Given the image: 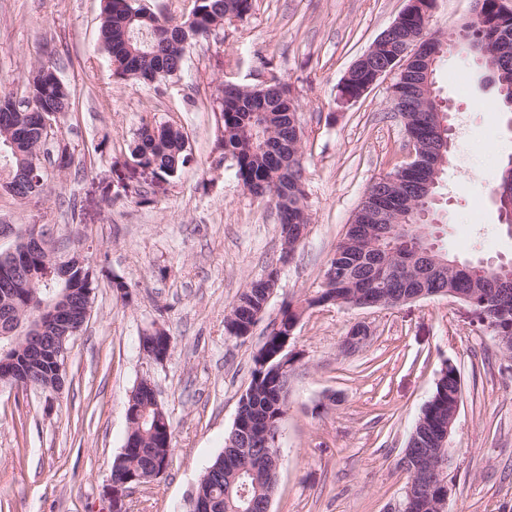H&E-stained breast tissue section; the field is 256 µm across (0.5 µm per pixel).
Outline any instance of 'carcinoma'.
I'll return each instance as SVG.
<instances>
[{
  "label": "carcinoma",
  "instance_id": "1",
  "mask_svg": "<svg viewBox=\"0 0 512 512\" xmlns=\"http://www.w3.org/2000/svg\"><path fill=\"white\" fill-rule=\"evenodd\" d=\"M144 10L140 0H103L100 44L110 59L114 76L154 83L176 77L188 47L198 39L227 22L244 20L252 10V0H193L191 11L179 21L165 14L149 20ZM505 38L512 42V14L503 13L498 0H483L482 17L459 31L456 44L459 51L477 57L485 75L494 78L501 103L512 110V53L493 55ZM42 68L40 64L30 71L22 98L10 92L0 94V119L9 117L8 122H0V140L10 136L16 144L9 160L0 162V189L21 201L41 193L44 172L38 171V181L30 180L26 186L14 183L20 160L40 150L35 140L19 134L18 126L43 112L60 114V124L64 125L72 108L70 88L46 87L40 76ZM288 93L290 88L279 81L262 88L235 84L228 91L219 88L212 106L217 164L231 160L243 190L274 201L283 259L295 250V229L309 223L298 146L303 139L298 120L300 104L295 98L282 100V95ZM406 107L413 123L411 132L420 145L421 163L405 170L398 185L382 181L373 185L381 196L399 195L424 180V161L435 150L426 121L437 112H448L434 88L421 101L407 99ZM188 146V136L181 127L143 122L135 133L130 154L138 164L153 168L160 180L169 181L191 161ZM432 245V227L418 213L410 215L396 209L383 215L374 211L362 222L349 224L328 262L330 266L349 267V280L322 288L315 297L296 305L286 303L279 320L268 329L259 353L253 356L250 382L239 399L237 414L253 424L254 434L265 432L288 407L291 374L281 371V338L292 333L305 309L318 304H347L354 290L373 295L391 307L422 287L432 292L450 288L473 301L482 330L492 337L512 338V288L499 287L496 273L501 266L460 262L454 269H439L422 283L416 279L417 272L435 267L441 260L450 261L441 250H431ZM72 260L67 240L31 259L34 280L28 287L16 289L10 303L0 305L10 308L14 320L21 324L16 333L0 335V349L8 347L18 354L27 353L29 320L45 314L68 288V280L60 272ZM276 276L277 270H271L266 280L256 281L237 296L224 316L227 335L243 336L262 320L268 280ZM13 382L34 389L55 383V375L49 367L21 370ZM457 387V368L447 364L410 434L408 446L413 451L432 447L436 433L448 423ZM128 401L137 414L128 420L124 448L113 460L112 473L120 479L134 478L129 484L132 488L153 481L156 464L170 461L173 430L156 425L155 402L145 384L133 388ZM245 446L252 449L256 444L246 445L238 437L227 436L224 451L201 478L196 493L212 503V512H256L254 504L274 490L278 470L272 459H265L251 473L239 471L235 459L238 449Z\"/></svg>",
  "mask_w": 512,
  "mask_h": 512
}]
</instances>
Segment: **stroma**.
<instances>
[{"mask_svg": "<svg viewBox=\"0 0 512 512\" xmlns=\"http://www.w3.org/2000/svg\"><path fill=\"white\" fill-rule=\"evenodd\" d=\"M407 0H253L186 53L178 76L137 85L114 78L98 40L101 0H0V91L21 93L28 72L53 64L73 94L62 137L72 166L50 175L41 198L0 193V253L25 224L80 236L94 272L88 321L69 342L59 395L0 384V512H111L114 458L127 435L133 386L150 379L174 431L159 479L130 489L123 512H189L206 468L224 449L268 323L288 302L314 297L329 258L369 186L406 161L407 133L391 110L390 79L354 103L340 98L351 64ZM278 79L301 103L306 238L281 258L277 211L250 196L235 170L216 165L210 104L224 82ZM436 88L451 105V153L434 216L440 249L462 262L512 260L491 174L512 156V117L470 59L449 54ZM184 127L192 162L155 182L133 163L142 122ZM143 189L150 205L136 204ZM77 204L82 222L70 223ZM278 270L262 323L224 331V314L252 281ZM129 286L121 297L112 286ZM169 329L156 362L139 339ZM369 339L345 350L356 324ZM298 363L280 426L282 464L270 512H398L409 482L399 464L441 369L461 373L462 400L448 439L447 512H512V361L482 332L472 308L437 296L394 307L316 305L289 344Z\"/></svg>", "mask_w": 512, "mask_h": 512, "instance_id": "stroma-1", "label": "stroma"}]
</instances>
